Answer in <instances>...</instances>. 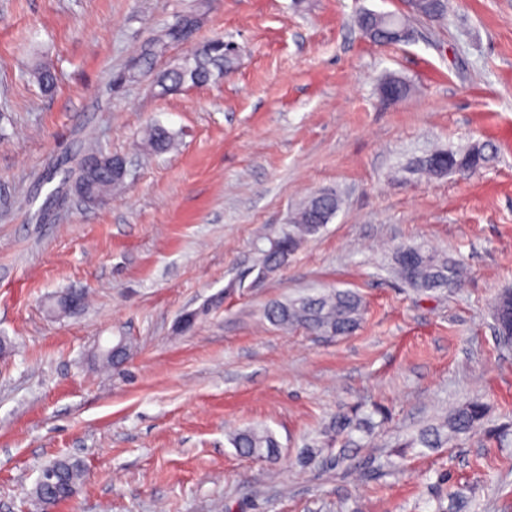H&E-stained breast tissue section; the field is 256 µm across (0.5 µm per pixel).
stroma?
Segmentation results:
<instances>
[{
	"instance_id": "stroma-1",
	"label": "stroma",
	"mask_w": 512,
	"mask_h": 512,
	"mask_svg": "<svg viewBox=\"0 0 512 512\" xmlns=\"http://www.w3.org/2000/svg\"><path fill=\"white\" fill-rule=\"evenodd\" d=\"M397 45L366 38L361 12L407 0H0V512H29L41 469L81 462L52 512H512V348L492 305L512 288V0H450ZM194 14L191 42L234 48L231 71L159 95L116 83L137 48ZM56 73L42 90L31 72ZM405 82L384 100L386 78ZM160 124L166 152L142 147ZM472 143L479 173L427 176L419 158ZM89 148L127 161L125 187L81 204L65 182ZM320 191L341 207L263 277L268 245ZM459 260L461 286L421 293L398 247ZM333 288L362 300L358 329L317 336L269 323L273 301ZM83 292V311L49 314ZM195 325L178 330L182 315ZM129 358L99 370L97 344ZM487 404L483 430L447 446L411 440L458 405ZM380 407L367 447L305 465L336 412ZM269 429L276 462L228 441Z\"/></svg>"
}]
</instances>
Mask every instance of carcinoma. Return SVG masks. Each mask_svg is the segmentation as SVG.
<instances>
[{
  "label": "carcinoma",
  "mask_w": 512,
  "mask_h": 512,
  "mask_svg": "<svg viewBox=\"0 0 512 512\" xmlns=\"http://www.w3.org/2000/svg\"><path fill=\"white\" fill-rule=\"evenodd\" d=\"M414 12L431 18H443L447 14V3L443 0L419 4ZM361 29L373 40L377 33L389 30L385 15L367 11L360 16ZM174 39L173 29H167L148 44L141 46L138 56L142 59L140 72L151 69L153 58L166 42ZM221 38L217 37L201 49L192 52V67L176 65L156 74L154 85L159 94L181 87L187 83L193 85L210 81L212 78L230 70L233 55L218 47ZM33 77L44 89L55 86V72L48 66L33 71ZM174 140L173 134L160 125L149 127L144 133V144L152 150H166ZM493 157V149L487 144H475L463 150H437L418 160L416 169L422 174L440 176L443 170L448 172H476L488 165ZM87 187L92 193L109 196L122 186L124 179L107 175L89 174L85 176ZM340 208V199L332 192H320L313 195L295 214L290 223L284 225L278 236L269 242V247L259 248L262 255L260 274L266 276L277 271L288 262L300 246L320 232L329 223ZM395 265L402 279L418 291L427 293L461 284L464 277L463 267L453 259L440 257L423 244L412 245L399 250L395 256ZM361 303L358 296L349 291L332 290L317 296H303L292 300L275 301L268 305L265 316L273 324L282 328L302 327L320 335L342 336L352 333L359 324ZM129 346L121 344L120 349L109 353L99 349L98 357L103 366L112 367L123 362L128 356ZM380 413L374 409L364 413L354 407L340 412L321 432L323 441H314L307 446L305 459L309 462L317 457V449L342 440L348 445H359L361 440L370 437L377 423L373 415ZM486 418V407L472 402L454 409L439 424L420 432L415 443L426 448H438L453 437L480 429ZM230 441L240 454L262 458L274 462L279 457V445L272 432L252 427L233 433ZM47 467L55 470L57 478L46 484L36 483L32 498L41 512L60 501L68 499V491L80 485L83 468L79 461L71 458H59Z\"/></svg>",
  "instance_id": "cac0c4a2"
}]
</instances>
